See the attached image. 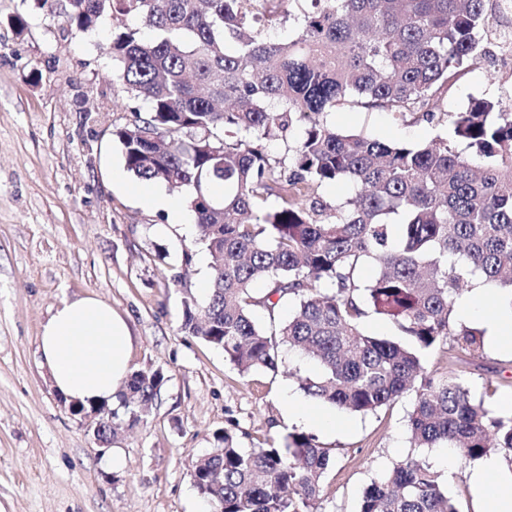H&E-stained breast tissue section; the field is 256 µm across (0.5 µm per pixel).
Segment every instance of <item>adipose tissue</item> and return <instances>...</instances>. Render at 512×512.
Listing matches in <instances>:
<instances>
[{
  "instance_id": "obj_1",
  "label": "adipose tissue",
  "mask_w": 512,
  "mask_h": 512,
  "mask_svg": "<svg viewBox=\"0 0 512 512\" xmlns=\"http://www.w3.org/2000/svg\"><path fill=\"white\" fill-rule=\"evenodd\" d=\"M457 310L463 321L481 323L493 346L512 340V310L496 305L482 283L458 299ZM39 351L56 391L87 406L111 403L130 372L127 323L95 297L60 303L41 329Z\"/></svg>"
}]
</instances>
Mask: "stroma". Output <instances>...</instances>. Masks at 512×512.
Returning a JSON list of instances; mask_svg holds the SVG:
<instances>
[{
	"label": "stroma",
	"mask_w": 512,
	"mask_h": 512,
	"mask_svg": "<svg viewBox=\"0 0 512 512\" xmlns=\"http://www.w3.org/2000/svg\"><path fill=\"white\" fill-rule=\"evenodd\" d=\"M65 8L64 0L51 13L35 0H0V512H204L209 503L190 476L194 460L218 432L241 448L285 446L302 426L288 418L284 398L306 403L296 376L315 364L287 351L278 372L243 377L221 350L182 331L183 294L197 292L210 257L201 247L184 255L191 235L150 206L148 185L127 172L112 134L131 119L134 102L108 47L114 30L140 21L106 16L77 33L63 21ZM17 15L28 22L24 31L11 24ZM483 49L446 93L449 109L472 95L512 97L493 39ZM329 120L412 144L450 131L350 103ZM83 296L127 322L131 370L165 375L144 422L119 426L105 451L90 421L53 388L38 350L55 307ZM426 364L455 368L490 406L512 397L511 351L488 345L480 357L452 364L437 348ZM412 403L408 395L366 415L340 411L336 432L317 434L336 453L319 512H358L364 489L414 452L443 473L459 512H480L474 462L445 448H412Z\"/></svg>",
	"instance_id": "35a3bbf8"
}]
</instances>
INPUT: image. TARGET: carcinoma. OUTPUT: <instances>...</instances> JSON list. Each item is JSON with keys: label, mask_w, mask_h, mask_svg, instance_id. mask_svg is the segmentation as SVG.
I'll return each instance as SVG.
<instances>
[{"label": "carcinoma", "mask_w": 512, "mask_h": 512, "mask_svg": "<svg viewBox=\"0 0 512 512\" xmlns=\"http://www.w3.org/2000/svg\"><path fill=\"white\" fill-rule=\"evenodd\" d=\"M69 0L65 22L86 33L114 13L154 32L112 33L126 92L146 113L113 130L135 178L189 189L196 238L212 260L203 302L186 294L182 331L224 352L242 376L279 369L286 344L312 359L298 377L312 399L374 413L415 395V448L444 446L466 460L497 453L512 470V414L477 401L467 382L428 370L435 347L476 356L484 330L455 320L456 297L480 278L512 295V112L473 98L440 108L483 56L496 0ZM293 20L288 40L267 31ZM349 102L446 121L453 140L387 142L337 129ZM281 140L286 156L266 151ZM347 180L331 205L318 190ZM371 262L375 276L359 280ZM267 282L260 295L253 285ZM294 307L267 333L256 308ZM400 339L368 334L369 314ZM161 371H134L116 394L128 427L144 421ZM191 477L215 512H314L334 449L306 433L284 448H239L227 434ZM358 512H457L441 474L422 458L394 463L363 492Z\"/></svg>", "instance_id": "carcinoma-1"}]
</instances>
